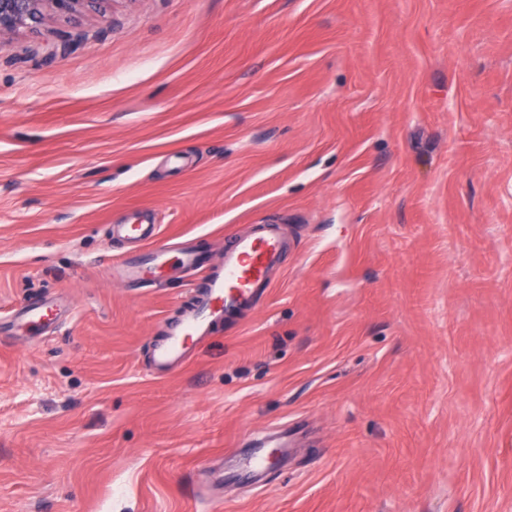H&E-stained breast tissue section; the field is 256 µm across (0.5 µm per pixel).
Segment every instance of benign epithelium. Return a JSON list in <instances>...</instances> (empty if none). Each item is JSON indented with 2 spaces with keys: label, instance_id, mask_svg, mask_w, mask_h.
<instances>
[{
  "label": "benign epithelium",
  "instance_id": "obj_1",
  "mask_svg": "<svg viewBox=\"0 0 512 512\" xmlns=\"http://www.w3.org/2000/svg\"><path fill=\"white\" fill-rule=\"evenodd\" d=\"M106 0H0V38L32 29L45 13L77 14L101 7Z\"/></svg>",
  "mask_w": 512,
  "mask_h": 512
}]
</instances>
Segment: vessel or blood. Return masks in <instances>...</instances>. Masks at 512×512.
I'll use <instances>...</instances> for the list:
<instances>
[{"instance_id":"1","label":"vessel or blood","mask_w":512,"mask_h":512,"mask_svg":"<svg viewBox=\"0 0 512 512\" xmlns=\"http://www.w3.org/2000/svg\"><path fill=\"white\" fill-rule=\"evenodd\" d=\"M117 230L136 246L135 253L123 261L129 282H158L165 266L173 259L191 271L204 264L203 258L194 251L185 249L171 253L155 226L128 223L118 225ZM286 247L274 224H261L250 234L236 235L232 246L224 252L222 272L203 280L192 309L170 335L155 346L151 374L163 377L175 369L193 342L201 339L214 312H230L252 305L257 291L269 285L271 271L281 266ZM16 319L21 327L37 331L57 324L59 310L53 301H32L17 309Z\"/></svg>"}]
</instances>
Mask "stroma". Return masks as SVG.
Wrapping results in <instances>:
<instances>
[{"label":"stroma","instance_id":"obj_1","mask_svg":"<svg viewBox=\"0 0 512 512\" xmlns=\"http://www.w3.org/2000/svg\"><path fill=\"white\" fill-rule=\"evenodd\" d=\"M291 248L174 374L196 288ZM0 512H512V0H112L0 46ZM287 460L254 477L246 449ZM115 230L138 248L134 254L123 260L127 281L156 284L173 257L168 244L159 238L156 227L149 224H114L112 232ZM287 244L277 224H258L248 235L237 234L224 251L223 272L210 275L197 290L196 300L183 321L153 350L150 373L164 377L177 367L199 341L216 311L230 312L254 303L257 291L269 288L270 272L281 266ZM16 320L22 328L38 331L60 321L59 309L52 300L28 302L16 310Z\"/></svg>","mask_w":512,"mask_h":512}]
</instances>
